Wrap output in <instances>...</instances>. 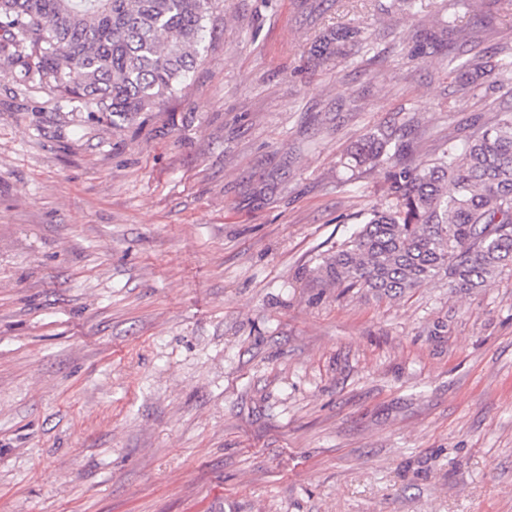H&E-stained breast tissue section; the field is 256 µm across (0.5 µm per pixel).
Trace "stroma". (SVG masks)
<instances>
[{"label":"stroma","mask_w":512,"mask_h":512,"mask_svg":"<svg viewBox=\"0 0 512 512\" xmlns=\"http://www.w3.org/2000/svg\"><path fill=\"white\" fill-rule=\"evenodd\" d=\"M442 0H212L202 57L131 123L0 72V512H512V271L395 299L315 269L418 123L438 154L512 110L464 47L410 60ZM348 26L362 44L315 60ZM448 333L433 335L439 321Z\"/></svg>","instance_id":"1"}]
</instances>
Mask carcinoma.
<instances>
[{
	"label": "carcinoma",
	"instance_id": "cac0c4a2",
	"mask_svg": "<svg viewBox=\"0 0 512 512\" xmlns=\"http://www.w3.org/2000/svg\"><path fill=\"white\" fill-rule=\"evenodd\" d=\"M209 0H0V63L31 83L48 81L62 97L129 122L171 96L201 58ZM469 31L452 14L420 30L419 46L441 48ZM358 32L323 36L316 52L343 58ZM495 67L512 75V52L491 64L475 56L469 76ZM471 132L448 137L433 159L391 145L381 128L347 152V165L384 171L388 205L322 257L325 288L397 298L444 276L467 292L512 267V112L477 114Z\"/></svg>",
	"mask_w": 512,
	"mask_h": 512
}]
</instances>
